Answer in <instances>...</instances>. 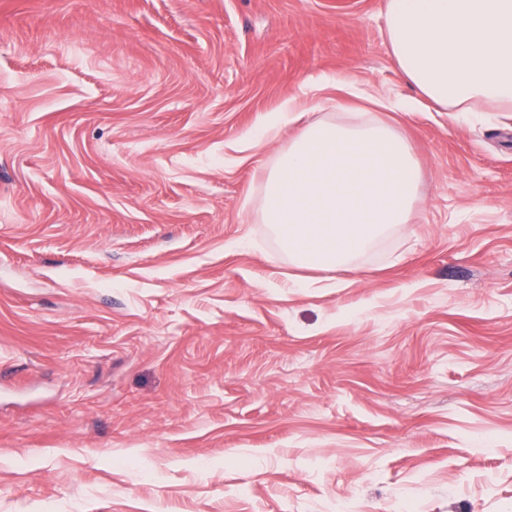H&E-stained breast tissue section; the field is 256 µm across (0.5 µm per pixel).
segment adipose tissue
Instances as JSON below:
<instances>
[{
	"mask_svg": "<svg viewBox=\"0 0 512 512\" xmlns=\"http://www.w3.org/2000/svg\"><path fill=\"white\" fill-rule=\"evenodd\" d=\"M385 37L406 80L446 112H512V0H386ZM422 170L409 142L358 112L301 125L262 178V216L292 265L350 269L410 223Z\"/></svg>",
	"mask_w": 512,
	"mask_h": 512,
	"instance_id": "obj_1",
	"label": "adipose tissue"
}]
</instances>
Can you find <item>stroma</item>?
<instances>
[{
    "instance_id": "1",
    "label": "stroma",
    "mask_w": 512,
    "mask_h": 512,
    "mask_svg": "<svg viewBox=\"0 0 512 512\" xmlns=\"http://www.w3.org/2000/svg\"><path fill=\"white\" fill-rule=\"evenodd\" d=\"M385 0H0V512H512V112H439ZM423 172L353 270L261 224L294 100ZM296 108L295 103L288 102L282 111L268 115L250 135L244 148H254L262 142L277 140L283 128L298 119Z\"/></svg>"
}]
</instances>
